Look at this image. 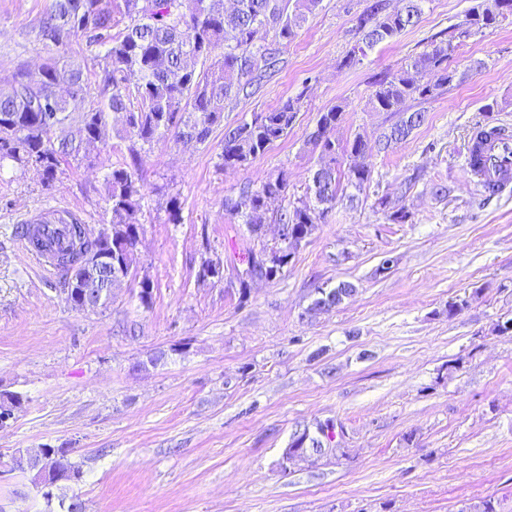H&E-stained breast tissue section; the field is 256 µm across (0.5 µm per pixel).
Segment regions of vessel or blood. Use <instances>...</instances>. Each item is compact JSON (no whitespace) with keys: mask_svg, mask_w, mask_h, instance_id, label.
<instances>
[{"mask_svg":"<svg viewBox=\"0 0 512 512\" xmlns=\"http://www.w3.org/2000/svg\"><path fill=\"white\" fill-rule=\"evenodd\" d=\"M465 167L482 189H505L512 183V137L491 130L471 141Z\"/></svg>","mask_w":512,"mask_h":512,"instance_id":"obj_1","label":"vessel or blood"}]
</instances>
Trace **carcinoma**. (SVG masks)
<instances>
[{
  "instance_id": "obj_1",
  "label": "carcinoma",
  "mask_w": 512,
  "mask_h": 512,
  "mask_svg": "<svg viewBox=\"0 0 512 512\" xmlns=\"http://www.w3.org/2000/svg\"><path fill=\"white\" fill-rule=\"evenodd\" d=\"M321 0H240V8L229 13L224 0H54L39 23L41 39L56 46L66 45L71 38L87 37L89 43L105 47L100 78L103 93L80 116L81 131L89 142H106L113 135L131 142L133 163L112 168L106 174V201L111 212L109 231L112 235L111 286L117 287L132 274L140 226L135 215L141 208L145 188L134 159L137 144H152L172 135L195 137L206 141L212 127L224 117L229 101L251 94L255 83L272 78L277 72L279 50L288 46L298 30L319 7ZM423 0H404V7L388 11L387 0H373L358 17L357 30L362 46L344 57L350 67L356 52L396 40L414 26L422 13ZM511 19L512 11L501 10V0H476V4L453 26L446 43H439L406 64L381 76L374 82L370 98L376 112H393L400 119L390 131L377 138L379 149L402 140L421 125L424 113L410 111L409 102L427 100L451 83L455 72L448 70V59L457 49L453 40L468 37L489 25ZM122 30L115 31V28ZM273 31L271 47H255L257 30ZM57 85H75L85 92L83 67L63 58H51L42 67V80L28 81L24 66L15 68L10 87L0 90V164L10 161L20 169L35 166L43 180L51 184L60 162L76 157L82 150L66 128L72 121L70 101L59 98L48 111L40 100L48 97ZM302 95L289 97L268 111L257 114L226 131L221 153L224 168L250 165L274 142L288 137ZM112 112L123 114L121 127L107 129ZM344 106L338 104L320 113L315 128L307 135V144L318 153L309 193L270 214L272 200L288 198V174L280 172L258 185L247 183L237 195L224 198V214L247 226L259 248L248 250L247 258L261 254L259 261L245 274L235 273L240 300H245L251 279L282 277L292 262L299 245L325 221L336 203L340 176L360 189L370 181L367 162L368 141L361 135L344 144L336 142L334 131L342 121ZM346 161V171L337 165ZM387 219L404 224L409 217L405 207L385 197L380 201ZM286 224L293 232L287 245L264 242L263 228L269 222ZM66 245L56 249L58 269L69 274L80 250L99 245L100 238L86 225L60 218ZM200 276L224 280V265L206 259ZM350 282L333 288H315V297L303 316L313 318L331 306L342 303ZM320 431L294 435L290 448H305L310 461L340 451L339 444H321ZM31 470L21 471L28 478L47 470L70 474L73 482L82 479L83 471L73 460L72 448H26Z\"/></svg>"
}]
</instances>
